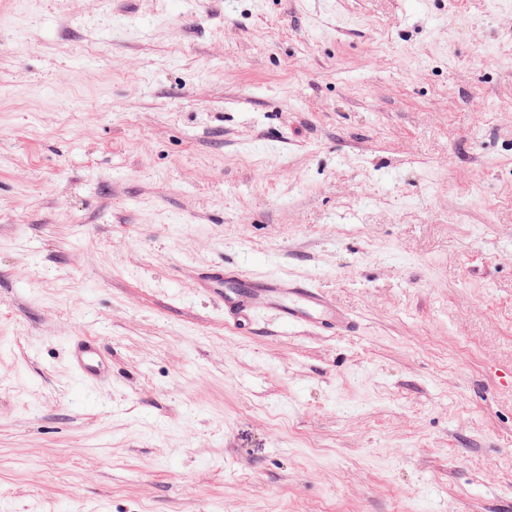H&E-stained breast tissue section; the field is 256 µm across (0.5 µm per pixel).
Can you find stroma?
I'll use <instances>...</instances> for the list:
<instances>
[{
    "mask_svg": "<svg viewBox=\"0 0 512 512\" xmlns=\"http://www.w3.org/2000/svg\"><path fill=\"white\" fill-rule=\"evenodd\" d=\"M0 512H512V0L0 5ZM198 280L224 306V323L239 327L261 314L288 327L314 332L353 333L359 328L350 311L309 281L272 274L252 277L215 264L203 267ZM68 361L73 371L84 381H102L108 372V365L97 342L84 339L68 346Z\"/></svg>",
    "mask_w": 512,
    "mask_h": 512,
    "instance_id": "stroma-1",
    "label": "stroma"
}]
</instances>
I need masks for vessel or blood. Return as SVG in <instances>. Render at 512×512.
Masks as SVG:
<instances>
[{"mask_svg": "<svg viewBox=\"0 0 512 512\" xmlns=\"http://www.w3.org/2000/svg\"><path fill=\"white\" fill-rule=\"evenodd\" d=\"M198 280L222 303L228 325L251 323L267 313L281 325L315 332L345 334L359 328L350 311L305 280L279 274L252 277L220 264L201 268ZM68 361L73 371L90 383L102 381L108 372L106 360L92 339L69 345Z\"/></svg>", "mask_w": 512, "mask_h": 512, "instance_id": "obj_1", "label": "vessel or blood"}]
</instances>
